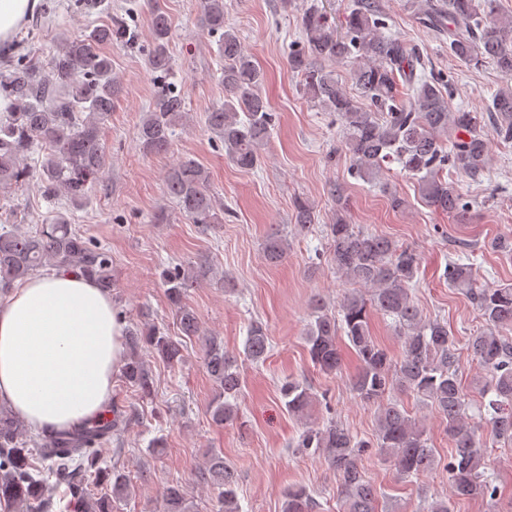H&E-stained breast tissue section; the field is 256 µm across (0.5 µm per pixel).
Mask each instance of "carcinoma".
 <instances>
[{"label":"carcinoma","instance_id":"obj_1","mask_svg":"<svg viewBox=\"0 0 512 512\" xmlns=\"http://www.w3.org/2000/svg\"><path fill=\"white\" fill-rule=\"evenodd\" d=\"M423 23L448 37V50L461 62L480 67L491 62L508 85L492 97L487 112H451L450 84L440 77H417L420 54L385 32L386 24L375 0H352L344 21L336 24L312 5L301 17L303 41L288 53V67L300 75L303 96L315 106L336 114L343 130L344 153L350 175L367 183L382 178L388 165L397 164L415 178L426 204L450 216H462L469 203L445 180L455 170L477 180L487 169L491 125L498 137L512 140V15L502 14L496 0H408ZM205 29L219 36L224 57L221 83L224 103L206 113L205 123L214 141L224 145L228 160L249 171L262 159L274 114L261 94L264 74L242 47L232 28L224 25V0H201ZM121 21L96 26L89 32L49 48L48 70L26 54L0 73V191L18 190L36 180L47 197L63 195L72 205L88 199L107 162L101 125L112 112L120 82L112 76V59L102 46L125 40ZM168 17L155 10L151 16V43L146 62L157 83L149 111L137 130L146 153L168 151L175 128L186 119L185 99L167 82L172 69ZM326 61L349 66L358 97L347 92ZM44 152L31 165L30 154ZM165 188L182 216L192 224H217L218 202L210 189V174L196 160L185 157L165 175ZM295 229L300 234L316 224L313 205L298 197L293 203ZM330 261L336 273L355 288L338 302L334 314L321 300L313 304L305 337L312 364L325 374L340 370L344 359L338 336L344 335L359 360L351 381L357 397L375 407L376 434L362 440L331 420L322 426L307 423L314 401L309 386L288 379L280 394L288 413L304 422L296 443L321 453L338 476L341 512H376V489L365 478L361 458L374 448L388 460L400 479L424 476L444 465L453 495L494 498L498 488L485 476L486 443L481 425L467 416V392L458 378L453 336L448 324L426 319L411 296V284L421 258L412 248L394 240L355 229L343 211L327 225ZM290 247L287 237L273 233L265 245L266 260L281 262ZM78 272L101 288L112 289V255L91 243L58 212L34 233L0 230V288L7 290L41 268ZM205 264L163 270L161 285L176 324L184 336L199 335L196 312L185 302L187 289L206 276ZM448 287L466 295L484 321L469 338L473 360L485 371L482 396H490L486 420L489 436L512 444V339L502 330L512 327V285H478L472 267L456 260L445 271ZM393 319L402 352L394 358L374 339L369 328L371 311ZM145 344L165 360L180 355V343L150 323L128 336L124 368L126 383L144 396L154 392V379L138 354ZM246 358L267 357L268 336L259 322L248 329ZM205 365L222 389L212 405L217 425L237 419L236 400L241 389L237 357L224 351L212 336L205 340ZM410 391L431 402L445 422L452 454L441 463L428 445L420 421L392 392ZM118 421L105 419L72 431L46 437L31 434V427L12 411L0 408V503L24 512H112V503L128 496L126 474L114 468L91 474L84 461L95 464L93 443L112 435ZM112 486V497L91 498L92 477ZM66 486L59 502L48 495V480ZM207 480L217 490L218 512H241L234 467L224 455H211ZM167 512H189L182 487L165 490ZM316 502L303 487L285 493L284 512H314Z\"/></svg>","mask_w":512,"mask_h":512}]
</instances>
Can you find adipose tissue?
<instances>
[{
    "instance_id": "obj_1",
    "label": "adipose tissue",
    "mask_w": 512,
    "mask_h": 512,
    "mask_svg": "<svg viewBox=\"0 0 512 512\" xmlns=\"http://www.w3.org/2000/svg\"><path fill=\"white\" fill-rule=\"evenodd\" d=\"M125 326L84 275L57 269L0 297V405L50 432L100 418L125 357Z\"/></svg>"
}]
</instances>
